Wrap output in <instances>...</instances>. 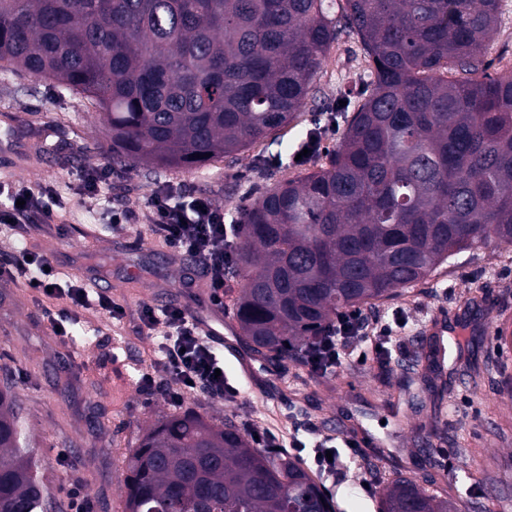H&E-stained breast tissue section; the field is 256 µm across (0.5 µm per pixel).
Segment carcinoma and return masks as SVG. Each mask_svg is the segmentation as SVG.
Returning <instances> with one entry per match:
<instances>
[{
    "label": "carcinoma",
    "instance_id": "obj_1",
    "mask_svg": "<svg viewBox=\"0 0 512 512\" xmlns=\"http://www.w3.org/2000/svg\"><path fill=\"white\" fill-rule=\"evenodd\" d=\"M500 0H0V65L92 107L112 159L205 167L304 111L356 34L371 92L327 162L240 212L233 317L275 365L336 316L392 299L452 256L512 245V68L485 46ZM126 512H335L297 458L230 422L158 418L127 460ZM0 512H62L15 392L0 390ZM380 512H455L399 477Z\"/></svg>",
    "mask_w": 512,
    "mask_h": 512
}]
</instances>
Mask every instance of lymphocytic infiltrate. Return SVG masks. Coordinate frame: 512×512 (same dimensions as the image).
Segmentation results:
<instances>
[{"instance_id":"lymphocytic-infiltrate-1","label":"lymphocytic infiltrate","mask_w":512,"mask_h":512,"mask_svg":"<svg viewBox=\"0 0 512 512\" xmlns=\"http://www.w3.org/2000/svg\"><path fill=\"white\" fill-rule=\"evenodd\" d=\"M0 196L8 204L0 209V232L14 234L18 226L32 216L49 218L63 204L54 191H36L26 186L0 183ZM112 221L116 224L142 222L174 252L185 255L203 269L207 277L209 297L214 305L224 303V270L234 264L237 256V236L232 225L224 221V210L204 196L182 194L180 189L162 184L152 189L143 210L129 206L113 208ZM0 267L12 275L26 276L34 282L37 292L57 301L58 307L49 311L51 326L59 335L74 341L72 330L74 312L92 309L105 318L122 316L124 309L106 292H89L84 283L55 268L45 255L30 256L27 248H20L9 258L0 261ZM139 320L149 335L159 337L160 356L157 364L168 374L163 394L172 403L180 402L187 393H202L213 399L235 398L237 390L226 377L217 376L223 368L209 338L202 336L194 317L184 309L169 307L157 309L142 305ZM393 332L389 324L372 323L358 312L337 316L334 330L309 346L306 366L309 371L326 373L339 364L347 347L355 341L370 343L372 352L380 359L390 355L388 343Z\"/></svg>"}]
</instances>
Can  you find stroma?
<instances>
[{"label": "stroma", "instance_id": "35a3bbf8", "mask_svg": "<svg viewBox=\"0 0 512 512\" xmlns=\"http://www.w3.org/2000/svg\"><path fill=\"white\" fill-rule=\"evenodd\" d=\"M493 69L512 66V0H500L497 30L486 48ZM358 37L332 48L314 79V96L280 137L195 170L157 169L112 160L111 142L93 109L56 83L20 70L0 69V180L66 197L53 220L37 218L20 235L0 237V258L22 245L99 284L125 309L120 324L93 330L100 320L81 315L75 332L85 345L63 344L43 318L37 294L17 280L0 287V366L7 367L33 446L63 512L79 491L92 512H123L125 458L146 424L193 411L231 420L245 433L268 432L281 443L314 446L327 436L366 433L378 445L345 461L325 489L337 512H379L382 488L406 476L425 490L444 482L462 507L497 497L512 500V345L499 347L492 331L512 330V247H488L452 257L445 269L401 296L364 307L363 315L394 323L391 359L345 357L332 372L313 374L298 361L273 367L257 361L259 377L236 401L185 395L170 405L162 392H145L114 370L112 344L124 340L133 359L149 367L156 339L134 333L142 303L195 309L201 273L175 257L142 224H113L111 204L142 207L151 189L168 182L205 195L229 216L277 181L300 174L288 156L308 129L324 120L339 95L358 98L368 82L351 83L368 68ZM112 169L111 203L76 194L85 172ZM461 315L468 343L449 344L433 386L413 371L424 327L438 311ZM399 395V417L380 406Z\"/></svg>", "mask_w": 512, "mask_h": 512}]
</instances>
